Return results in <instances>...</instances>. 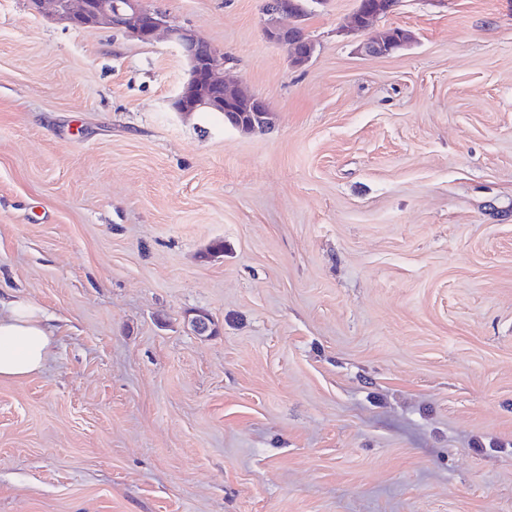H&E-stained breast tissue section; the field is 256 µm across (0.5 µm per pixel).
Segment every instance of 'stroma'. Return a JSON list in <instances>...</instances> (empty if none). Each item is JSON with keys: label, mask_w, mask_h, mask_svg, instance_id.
Returning a JSON list of instances; mask_svg holds the SVG:
<instances>
[{"label": "stroma", "mask_w": 512, "mask_h": 512, "mask_svg": "<svg viewBox=\"0 0 512 512\" xmlns=\"http://www.w3.org/2000/svg\"><path fill=\"white\" fill-rule=\"evenodd\" d=\"M265 3L146 0L244 136L173 110L168 36L0 0V292L58 327L0 381V512H512V0H400L375 57L324 0L299 68ZM167 31L188 65L187 79L172 102L176 112L186 118L203 110L221 114L224 123L242 135H250L272 123V113L261 98L252 97L245 85L230 86L224 81V53L191 29L169 27ZM242 103L244 109L240 107ZM238 112H250V119L244 122ZM412 38L411 33L402 29L374 30L368 33L359 50L368 55L383 56L405 46Z\"/></svg>", "instance_id": "35a3bbf8"}]
</instances>
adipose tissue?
Segmentation results:
<instances>
[{
    "mask_svg": "<svg viewBox=\"0 0 512 512\" xmlns=\"http://www.w3.org/2000/svg\"><path fill=\"white\" fill-rule=\"evenodd\" d=\"M54 336L40 305L0 296V380H22L40 371L54 353Z\"/></svg>",
    "mask_w": 512,
    "mask_h": 512,
    "instance_id": "1",
    "label": "adipose tissue"
}]
</instances>
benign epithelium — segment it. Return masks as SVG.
<instances>
[{
	"mask_svg": "<svg viewBox=\"0 0 512 512\" xmlns=\"http://www.w3.org/2000/svg\"><path fill=\"white\" fill-rule=\"evenodd\" d=\"M27 4L31 13L47 15L74 29L111 26L143 43L154 41L165 27L188 65L187 79L173 99L175 111L186 118L203 110L222 112L224 121L242 135L272 123V113L262 99L251 96L245 85L231 86L224 81V53L191 29L166 27L164 15L147 8L145 0H27ZM393 6L391 0H375L367 10L353 13L345 30L368 32L360 51L383 56L412 40V34L402 29L371 30V22L388 15ZM308 12L306 0H273L265 10V36L287 47L295 66L307 63L315 51V43L302 28Z\"/></svg>",
	"mask_w": 512,
	"mask_h": 512,
	"instance_id": "benign-epithelium-1",
	"label": "benign epithelium"
}]
</instances>
